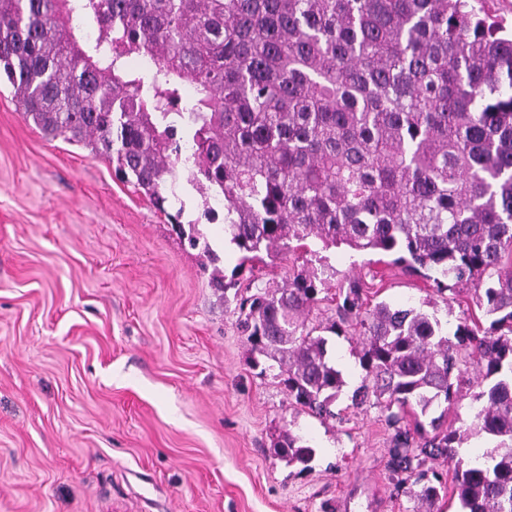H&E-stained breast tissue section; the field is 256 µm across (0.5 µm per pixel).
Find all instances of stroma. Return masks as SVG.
<instances>
[{
  "label": "stroma",
  "instance_id": "obj_1",
  "mask_svg": "<svg viewBox=\"0 0 512 512\" xmlns=\"http://www.w3.org/2000/svg\"><path fill=\"white\" fill-rule=\"evenodd\" d=\"M178 193L237 288L324 271L309 326L336 320L354 280L369 304L450 332L490 324L473 284L445 297L435 271L390 256L316 243L243 261L192 186ZM205 264L111 160L46 138L0 85V512H412L380 406L351 401L360 336L328 337L345 384L319 419L252 367L234 294ZM288 431L315 447L309 466L275 455Z\"/></svg>",
  "mask_w": 512,
  "mask_h": 512
}]
</instances>
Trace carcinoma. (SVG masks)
<instances>
[{
  "mask_svg": "<svg viewBox=\"0 0 512 512\" xmlns=\"http://www.w3.org/2000/svg\"><path fill=\"white\" fill-rule=\"evenodd\" d=\"M77 15L95 20L94 42L75 38ZM0 78L44 135L116 157L158 209L178 204L176 232L212 263L198 221H179L180 164L203 203L223 200L243 252L318 240L458 283L487 275L482 335L464 322L450 337L421 309H364L356 281L334 327L363 336L352 401H383L397 485L435 503L442 485L420 467L443 457L462 512H512V25L473 0H0ZM322 283L302 271L238 310L251 364L276 362L288 397L333 419L344 381L306 324ZM466 396L459 427L430 417ZM409 409L431 431L403 424ZM473 436L493 444L483 463L458 457ZM276 454L306 466L315 450L287 431Z\"/></svg>",
  "mask_w": 512,
  "mask_h": 512,
  "instance_id": "cac0c4a2",
  "label": "carcinoma"
}]
</instances>
